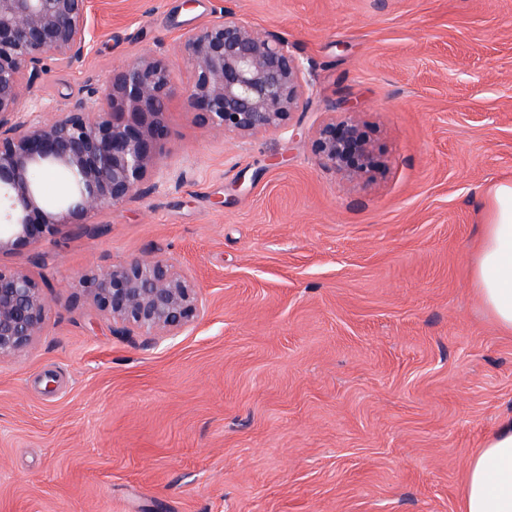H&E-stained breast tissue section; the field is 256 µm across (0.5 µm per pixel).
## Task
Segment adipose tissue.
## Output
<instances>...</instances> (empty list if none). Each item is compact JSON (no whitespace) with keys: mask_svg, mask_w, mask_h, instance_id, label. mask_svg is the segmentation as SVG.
I'll list each match as a JSON object with an SVG mask.
<instances>
[{"mask_svg":"<svg viewBox=\"0 0 512 512\" xmlns=\"http://www.w3.org/2000/svg\"><path fill=\"white\" fill-rule=\"evenodd\" d=\"M472 286L487 316L512 333V179L487 191ZM462 512H512V420L502 423L467 469Z\"/></svg>","mask_w":512,"mask_h":512,"instance_id":"ef3b65f1","label":"adipose tissue"}]
</instances>
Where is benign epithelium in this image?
<instances>
[{"mask_svg": "<svg viewBox=\"0 0 512 512\" xmlns=\"http://www.w3.org/2000/svg\"><path fill=\"white\" fill-rule=\"evenodd\" d=\"M88 7L89 0H0V252L83 224L142 193L148 172L159 168L162 115L173 83L170 62L158 54L113 71L104 112L89 110L95 91L88 89L62 116L34 121L19 115L47 59L71 65L91 52ZM181 54L193 71L189 109L212 131L244 137L284 130L302 107L303 68L288 41L232 11L185 33ZM313 148L352 178L372 162L350 116L325 122ZM36 165L70 176L73 190L64 201L47 204L31 181ZM43 288L23 271L0 268V362L20 356L43 334ZM84 288L93 306L128 333L173 335L198 312L193 276L154 254L95 267Z\"/></svg>", "mask_w": 512, "mask_h": 512, "instance_id": "benign-epithelium-1", "label": "benign epithelium"}]
</instances>
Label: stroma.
<instances>
[{
  "mask_svg": "<svg viewBox=\"0 0 512 512\" xmlns=\"http://www.w3.org/2000/svg\"><path fill=\"white\" fill-rule=\"evenodd\" d=\"M227 8L302 61L289 129L193 121L181 37ZM90 37L23 115L89 87L103 110L113 69L162 52L161 171L0 254L48 299L0 363V512H460L512 416V334L471 288L481 194L512 178V0H91ZM340 99L375 155L356 180L312 146ZM146 251L199 285L172 336L120 331L82 286Z\"/></svg>",
  "mask_w": 512,
  "mask_h": 512,
  "instance_id": "35a3bbf8",
  "label": "stroma"
}]
</instances>
